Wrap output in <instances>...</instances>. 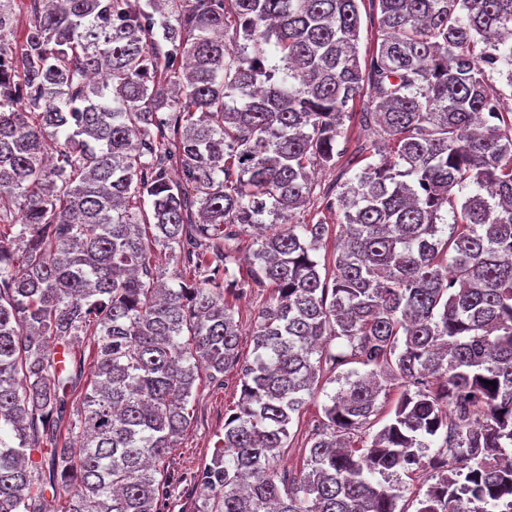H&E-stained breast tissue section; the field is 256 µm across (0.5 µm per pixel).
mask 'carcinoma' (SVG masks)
<instances>
[{
	"label": "carcinoma",
	"instance_id": "obj_1",
	"mask_svg": "<svg viewBox=\"0 0 512 512\" xmlns=\"http://www.w3.org/2000/svg\"><path fill=\"white\" fill-rule=\"evenodd\" d=\"M362 2L33 0L19 36L0 0V512H44V469L67 512H161L196 380L239 364L224 293L246 232L247 285L271 294L195 512H405L401 470L432 481L416 512H512V116L490 81L512 85V0H376L363 60ZM363 97L380 160L320 193ZM313 198L339 224L292 221ZM150 227L194 279H157ZM81 333L74 457L40 437ZM350 363L367 371L327 375ZM341 379L299 473L278 468ZM388 381L391 418L351 445ZM377 5V2H375ZM371 3L365 0L364 6L360 4L361 14V33L359 41L360 58L369 54L373 48L374 43L381 37L382 32L378 27L377 18L380 16L379 11ZM75 348L79 350L81 354V368H82V379L77 387L68 396V412L76 413L77 408L80 405V395L84 393L86 384L91 378L94 364L95 348L93 343V336H81L80 341L74 342ZM340 385L341 383H327L325 389L317 392L313 398L308 399L307 404L301 410L299 420L295 415L291 428V434L296 433L291 443L293 448H285L283 462H281V465L293 469V473H296L297 468L299 469L301 463L300 448L303 446L306 436L321 421L322 406L328 401L326 394H334L340 388Z\"/></svg>",
	"mask_w": 512,
	"mask_h": 512
}]
</instances>
